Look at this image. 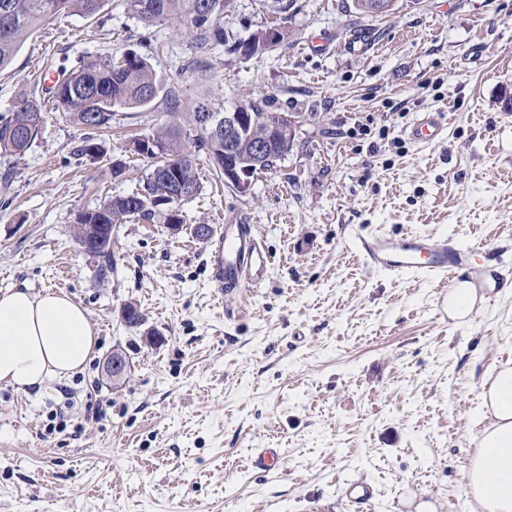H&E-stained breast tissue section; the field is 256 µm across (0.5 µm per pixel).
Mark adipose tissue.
Instances as JSON below:
<instances>
[{"label":"adipose tissue","mask_w":512,"mask_h":512,"mask_svg":"<svg viewBox=\"0 0 512 512\" xmlns=\"http://www.w3.org/2000/svg\"><path fill=\"white\" fill-rule=\"evenodd\" d=\"M96 343L87 312L64 292L0 293V383L25 389L64 379ZM486 424L466 465L473 512H512V367L482 389Z\"/></svg>","instance_id":"ef3b65f1"}]
</instances>
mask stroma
<instances>
[{"label": "stroma", "instance_id": "obj_1", "mask_svg": "<svg viewBox=\"0 0 512 512\" xmlns=\"http://www.w3.org/2000/svg\"><path fill=\"white\" fill-rule=\"evenodd\" d=\"M278 50L210 54L216 98H269L299 113L290 153L255 176L250 195L199 164L187 223L251 224L275 257L257 291L217 299L208 243L165 225L112 229L115 269L73 240L79 213L130 193L147 168L126 157L131 134L179 123L163 100L118 111L75 156L82 136L56 119L44 89L58 68L136 48L147 38L164 87L198 88L172 21L147 27L122 0L100 20L58 18L0 72V117L23 93L49 119L20 156L0 155V292L63 291L97 330L92 360L70 378L0 384V512H357L348 482L374 490L370 512H470L464 469L482 428L480 393L512 363V288L469 324L450 320L437 283L366 266L350 236L415 231L492 250L512 269V0H397L390 16L342 28L341 0H300ZM448 117L444 139H407L419 113ZM127 159L116 177L112 165ZM136 304L158 336L125 326ZM145 328V329H146ZM122 348L133 372L113 389L102 364ZM282 451L256 472L257 449Z\"/></svg>", "mask_w": 512, "mask_h": 512}]
</instances>
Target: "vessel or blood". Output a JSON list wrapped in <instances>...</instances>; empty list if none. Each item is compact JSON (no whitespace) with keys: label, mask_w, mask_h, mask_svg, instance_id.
<instances>
[{"label":"vessel or blood","mask_w":512,"mask_h":512,"mask_svg":"<svg viewBox=\"0 0 512 512\" xmlns=\"http://www.w3.org/2000/svg\"><path fill=\"white\" fill-rule=\"evenodd\" d=\"M447 130L442 112L421 113L407 129L409 139L418 144L440 142ZM216 246L210 256V279L221 294H239L261 287L274 262L260 237L243 224H227L216 232ZM365 263L371 268L401 276L407 273L426 276L458 287L459 272L468 269L471 287L487 285V259L481 250L459 245L448 236L434 237L417 232L401 235L365 233L354 229L352 234Z\"/></svg>","instance_id":"1"}]
</instances>
